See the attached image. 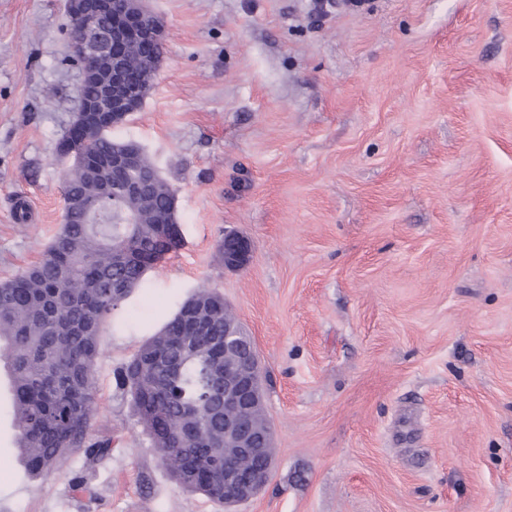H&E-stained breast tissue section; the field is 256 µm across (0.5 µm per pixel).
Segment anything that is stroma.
<instances>
[{
    "label": "stroma",
    "mask_w": 512,
    "mask_h": 512,
    "mask_svg": "<svg viewBox=\"0 0 512 512\" xmlns=\"http://www.w3.org/2000/svg\"><path fill=\"white\" fill-rule=\"evenodd\" d=\"M147 5L165 53L112 136L176 189L182 243L100 336L109 455L28 478L0 389V512H224L173 482L116 380L202 288L269 377L277 466L236 512H512V0ZM68 28L66 0H0V281L62 223ZM220 261L228 270L236 271L244 268L250 261L252 253L251 241L240 234L226 232L224 238L217 243Z\"/></svg>",
    "instance_id": "35a3bbf8"
}]
</instances>
